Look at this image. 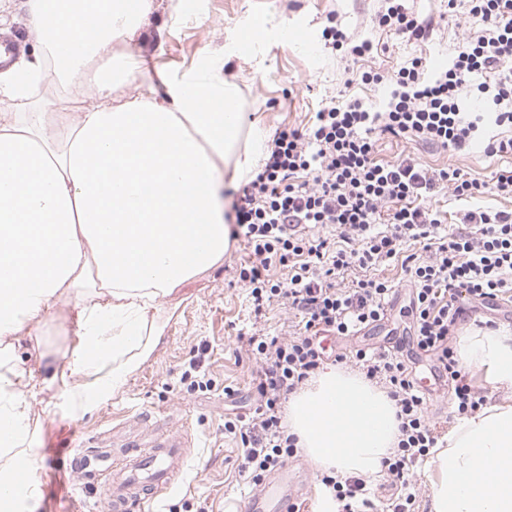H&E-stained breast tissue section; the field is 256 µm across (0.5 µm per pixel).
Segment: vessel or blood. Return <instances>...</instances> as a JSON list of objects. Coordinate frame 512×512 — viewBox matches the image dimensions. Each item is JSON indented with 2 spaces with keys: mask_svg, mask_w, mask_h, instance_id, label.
Masks as SVG:
<instances>
[{
  "mask_svg": "<svg viewBox=\"0 0 512 512\" xmlns=\"http://www.w3.org/2000/svg\"><path fill=\"white\" fill-rule=\"evenodd\" d=\"M190 446L187 425L173 419L151 447L126 443L81 452L69 458L67 469L78 486L99 484L97 512H133L173 486ZM295 483L293 471L281 468L263 491L246 497L244 512H292Z\"/></svg>",
  "mask_w": 512,
  "mask_h": 512,
  "instance_id": "vessel-or-blood-1",
  "label": "vessel or blood"
}]
</instances>
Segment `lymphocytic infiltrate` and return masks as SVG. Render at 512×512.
<instances>
[{"mask_svg": "<svg viewBox=\"0 0 512 512\" xmlns=\"http://www.w3.org/2000/svg\"><path fill=\"white\" fill-rule=\"evenodd\" d=\"M460 5L483 26L462 28L447 66L433 69L416 56L385 74L362 72L363 83H387L383 109L332 99L309 127L277 130L263 166L231 202L234 235L248 254L234 284L247 290L255 318L275 301L294 317L278 334L255 328L239 336L256 363V406L225 420L224 431L239 439L238 473L253 489L297 457L283 404L325 360L357 368L395 405L397 443L382 463L383 479L400 491L392 512H416L423 495L416 468L438 445L412 356L432 359L457 415L475 414L488 401L462 367L454 338L477 307L512 301V209H464L455 215L457 228L448 229L429 199L467 200L485 188L457 168L376 156L384 137L453 150L479 142L488 156L512 155V0H448L449 10ZM376 22L416 42L430 41L437 27L404 0H384ZM467 106L475 120L464 117ZM417 244L421 253H412ZM396 264L410 288L402 337L383 349L329 354L326 339L386 319L395 288L371 271ZM277 267L285 278L272 279ZM317 478L336 512H373L365 479L326 472Z\"/></svg>", "mask_w": 512, "mask_h": 512, "instance_id": "obj_1", "label": "lymphocytic infiltrate"}]
</instances>
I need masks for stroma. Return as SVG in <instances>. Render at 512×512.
Wrapping results in <instances>:
<instances>
[{
    "mask_svg": "<svg viewBox=\"0 0 512 512\" xmlns=\"http://www.w3.org/2000/svg\"><path fill=\"white\" fill-rule=\"evenodd\" d=\"M380 5L381 0H154L146 24L125 48L175 81L204 65L224 68L239 87L246 122L273 133L287 125L310 123L322 100L334 96L358 98L381 109L384 89L355 82L356 69L388 71L421 53L430 58L451 54L457 20L448 17L445 0H407L414 13L442 19L436 43L426 46L374 26ZM0 12L9 18L0 25V37L17 40L21 57H31L36 43L27 0H0ZM331 13L350 39H372L382 45V52L356 64L326 46L322 31ZM270 18L286 20L295 41L284 42L273 33L263 44L244 43L246 29ZM378 150L387 161L410 155L434 168L460 169L487 184L498 170L512 166V156L491 157L474 146L455 151L389 138L379 141ZM242 255L239 239H232L220 263L163 299L159 312L166 325L152 354L93 414L70 413L62 397L60 374L78 344L77 328L66 318L72 296L61 300L52 322L22 340L18 355L34 376L33 413L38 419L32 446L39 461L40 496L32 512H94L98 488L75 487L64 462L88 438L107 445L116 435L151 438L157 418L167 415L177 401L191 428L193 450L174 486L143 512H240L250 489L238 474L240 450L237 441L225 435L224 420L252 408L256 364L238 351L237 336L256 322L277 331L288 316L287 307L276 302L262 318L254 317L245 290L229 283V269ZM378 273L398 284L394 310L383 326L335 342V350L385 344L388 330L404 327L399 309L409 303V288L401 269L386 266ZM202 348L207 351L205 368L212 385L190 394L180 377ZM228 386L236 389L234 398H225ZM143 410L153 413V420L136 430L128 428L127 420Z\"/></svg>",
    "mask_w": 512,
    "mask_h": 512,
    "instance_id": "stroma-1",
    "label": "stroma"
}]
</instances>
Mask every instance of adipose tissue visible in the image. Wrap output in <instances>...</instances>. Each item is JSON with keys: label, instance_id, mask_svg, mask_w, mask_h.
<instances>
[{"label": "adipose tissue", "instance_id": "1", "mask_svg": "<svg viewBox=\"0 0 512 512\" xmlns=\"http://www.w3.org/2000/svg\"><path fill=\"white\" fill-rule=\"evenodd\" d=\"M39 52L0 71V495L26 512L35 484L14 488L35 433L34 384L17 356L63 294L79 342L63 396L96 411L152 352L161 300L217 264L229 244L224 180L251 179L267 152L263 126H243L237 86L207 71L164 83L114 51L152 0H28ZM83 87L81 112H52L37 83ZM140 91L113 100L119 86ZM165 93H158V84ZM224 109L212 111L214 102ZM54 129L46 137V129ZM457 355L512 385V333L460 329ZM288 426L321 470L375 476L398 437L387 392L352 372L320 371L288 404ZM431 512H512V405L462 416L434 461Z\"/></svg>", "mask_w": 512, "mask_h": 512}]
</instances>
